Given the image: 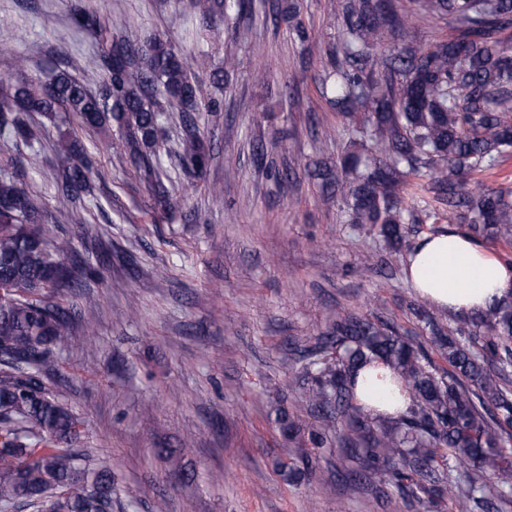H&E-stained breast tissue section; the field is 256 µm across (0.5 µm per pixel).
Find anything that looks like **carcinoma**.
Here are the masks:
<instances>
[{
    "label": "carcinoma",
    "mask_w": 512,
    "mask_h": 512,
    "mask_svg": "<svg viewBox=\"0 0 512 512\" xmlns=\"http://www.w3.org/2000/svg\"><path fill=\"white\" fill-rule=\"evenodd\" d=\"M193 14L214 24L250 11V0H192ZM74 24L93 39L81 57L58 56L48 83L0 89V141L29 148L0 166V512H113L112 470L79 447L84 422L53 394L54 350L68 348L74 322L56 288L75 278L68 238L53 235L49 214L20 179L36 168L45 125L64 114L70 130L51 142L65 160L57 207L81 223L94 195L92 150L82 134L116 128L129 157L164 203V162L196 177L209 161L196 115L222 111L203 96L191 64L160 35L133 43L81 4ZM418 19L442 22L452 36L423 43ZM309 56L320 41L299 17L298 0L277 12ZM336 50L327 53L318 91L357 136L336 165L306 171L336 199L351 224H368L396 253L411 252V225H456L476 240H512V191L470 189L473 175L512 154V0H341ZM101 74L98 89L75 72ZM179 113L176 149L166 127ZM412 177H425V206L404 203ZM402 332L377 315L346 310L297 352L308 425L278 409L281 434L297 448L338 445L349 486L375 478L413 512L446 499L458 512H512V299L471 317L443 319L421 305ZM438 355L448 367L437 364ZM387 365L411 404L396 418L365 408L355 394L359 371Z\"/></svg>",
    "instance_id": "obj_1"
}]
</instances>
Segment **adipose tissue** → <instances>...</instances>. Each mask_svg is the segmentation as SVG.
I'll return each mask as SVG.
<instances>
[{"label":"adipose tissue","mask_w":512,"mask_h":512,"mask_svg":"<svg viewBox=\"0 0 512 512\" xmlns=\"http://www.w3.org/2000/svg\"><path fill=\"white\" fill-rule=\"evenodd\" d=\"M405 276L422 298L451 312L480 313L512 297V265L493 257L465 232L452 230L421 239L405 266ZM392 370L376 364L361 372V403L397 415L411 403L409 394H390Z\"/></svg>","instance_id":"1"}]
</instances>
